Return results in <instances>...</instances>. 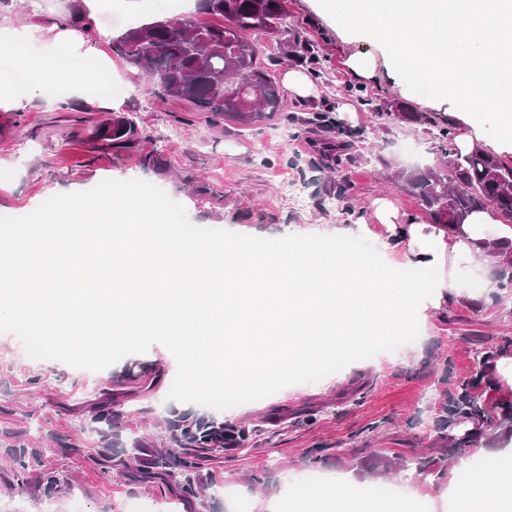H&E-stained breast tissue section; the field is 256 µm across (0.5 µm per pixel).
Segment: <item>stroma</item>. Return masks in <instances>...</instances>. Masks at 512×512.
Segmentation results:
<instances>
[{"instance_id": "obj_1", "label": "stroma", "mask_w": 512, "mask_h": 512, "mask_svg": "<svg viewBox=\"0 0 512 512\" xmlns=\"http://www.w3.org/2000/svg\"><path fill=\"white\" fill-rule=\"evenodd\" d=\"M199 0H112L91 32L98 56L112 73L96 76L94 93L64 94L56 99L37 88L16 110V122L0 133V225L37 224L66 207L71 194L96 201L114 200L152 211L175 225L185 238L201 229V241H245L264 252L284 237L304 239L309 249L362 256L397 277L407 261L388 246L385 225L372 218V203L392 200L401 215L419 222L428 217L416 200L389 177L396 169L424 168L436 161L435 131L390 119L396 102L419 112H437L456 134L512 165V145L496 142L472 127L469 116L452 104L411 92L390 67L385 49L369 37L341 29L316 0H288L290 28L317 44L315 65L288 60L278 73L308 74L316 96L287 97L283 112L249 127L190 112L143 89V77L114 58L109 43L127 30L155 19L198 17ZM82 0H5L0 5V77L15 85L27 73L16 54L53 52L51 42L11 46L8 29L84 26ZM373 56L376 80L348 74L345 58ZM129 90L111 98L110 108L130 105L157 149L160 169H146L139 156L95 152L88 140L99 120L100 89ZM376 108L368 110L365 101ZM351 104L354 115L340 112ZM325 112L334 128L321 132L306 118ZM335 145L323 153L322 143ZM304 189L299 208L282 193L288 179ZM344 186L343 197L331 183ZM456 286L439 307L418 312L400 336H381L354 347L340 358H327L310 369L288 373L273 394L254 398L249 389H228L215 405L208 389L187 384L178 344L156 331L134 342H114L110 351L86 346L59 347L22 323H0V512H170L173 485L134 484L121 459L101 472L92 458L100 446L91 432L87 410L131 359L161 367L164 381L150 395L127 398L121 431L124 440L168 438L171 411L218 415L249 421L257 433L251 448L224 454L200 472L205 499L184 512H290L298 501L325 483L346 490L379 484L413 498V512H451L450 484L472 475L474 466L497 475L512 465V431L484 432L474 452L448 461L444 443L432 427L442 390L479 366L481 342L512 340V288L501 287L492 260L473 256L453 268ZM65 439L78 446L67 452ZM23 445L42 451L47 465L68 481L46 491L27 481L17 485L7 473L8 452ZM426 453L435 461L431 475L393 473L371 476L375 459Z\"/></svg>"}]
</instances>
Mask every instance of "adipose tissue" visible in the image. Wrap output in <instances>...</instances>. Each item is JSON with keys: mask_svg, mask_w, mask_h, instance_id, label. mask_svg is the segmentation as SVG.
I'll use <instances>...</instances> for the list:
<instances>
[{"mask_svg": "<svg viewBox=\"0 0 512 512\" xmlns=\"http://www.w3.org/2000/svg\"><path fill=\"white\" fill-rule=\"evenodd\" d=\"M32 85L50 78L80 93L88 73L56 56H22ZM374 217L407 242L406 259L437 275L391 280L357 257L285 243L256 253L182 237L153 214L73 198L42 223L0 227V320H20L51 343L73 347L84 315L98 320L93 344L109 351L163 330L179 344L188 384L215 392L268 384L373 337L402 333L419 298L440 303L453 280L447 254L477 242H512V226L470 216L459 233L397 223L393 204L375 200ZM456 512H512V470L488 480L474 473L456 489ZM298 512H411L396 498L371 505L329 485Z\"/></svg>", "mask_w": 512, "mask_h": 512, "instance_id": "obj_1", "label": "adipose tissue"}]
</instances>
